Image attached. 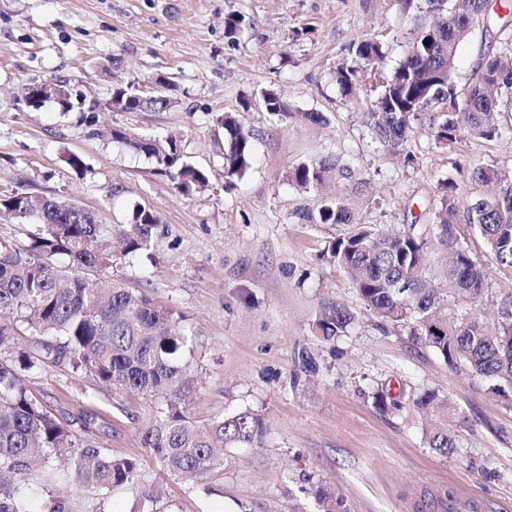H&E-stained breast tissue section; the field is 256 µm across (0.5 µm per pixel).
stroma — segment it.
<instances>
[{
  "instance_id": "35a3bbf8",
  "label": "stroma",
  "mask_w": 512,
  "mask_h": 512,
  "mask_svg": "<svg viewBox=\"0 0 512 512\" xmlns=\"http://www.w3.org/2000/svg\"><path fill=\"white\" fill-rule=\"evenodd\" d=\"M231 15L245 19L233 43L224 34ZM407 28L399 0H0V190L54 195L111 225L129 223L137 205L156 211L148 255L95 280H122L184 315L196 341V420L247 409L265 424L259 444L225 449L223 466L201 489L164 472L142 448L157 401L110 394L55 367L33 374L28 388L57 416L94 414L97 445L139 464L136 484L114 492L71 484L67 512H318L324 491L344 512H447L451 496L478 499L481 512H512V387L448 365L410 326L369 309L326 253L348 226L299 220L297 208L316 199L288 184L296 164L339 157L385 201L360 210V222L400 228L425 223L442 179L457 180L466 205L486 193L473 168L512 170L511 135L466 139L449 152L436 147L422 118L412 123L406 157L371 140L360 114L376 90L365 85L358 99H345L333 71L352 41L381 29L382 67L392 70ZM507 37L496 22L473 33L455 72L459 89L480 46ZM160 75L175 82L174 107H106L113 87L144 88ZM46 79L67 80L74 98L96 102L95 112L28 107L26 87ZM265 89L323 113L327 125L272 120ZM219 112L237 113L253 135V163L230 189ZM116 128L175 136L212 190L180 193L150 159L113 141ZM71 155L84 171L68 164ZM115 185L123 188L117 197ZM456 231L484 260L486 288L475 303L449 295L444 314L497 332L499 312L512 302V269L487 261L468 224ZM329 302L351 316L332 339L316 329ZM427 390L443 403L431 418L414 404ZM436 421L455 442L445 455L427 444ZM150 487L160 490L152 502L142 496Z\"/></svg>"
}]
</instances>
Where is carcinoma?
<instances>
[{"instance_id": "1", "label": "carcinoma", "mask_w": 512, "mask_h": 512, "mask_svg": "<svg viewBox=\"0 0 512 512\" xmlns=\"http://www.w3.org/2000/svg\"><path fill=\"white\" fill-rule=\"evenodd\" d=\"M404 0L410 28L403 59L386 74V33L351 42L336 65L334 80L344 96L363 84L379 88L377 99L361 113L371 138L392 154L402 151L419 112L441 117L432 123L435 145L448 150L467 138L493 140L503 135L501 113L512 110V45L482 53L468 89L461 94L453 75L463 43L472 31L491 22L488 0ZM127 84L112 89V104L122 112L163 111L175 104L165 94ZM266 112L321 125V112L292 109L274 91L261 94ZM224 128V179L241 178L251 165L252 134L232 113L217 118ZM112 139L154 161L179 190L204 192L210 178L192 165L177 140L115 131ZM472 178L493 184L492 192L467 207L466 222L484 240L489 261L512 268V171L495 164L479 166ZM288 180L296 190L314 193L316 211L302 212L308 224H350L353 230L330 246L331 260L354 282L369 309L394 324H412L426 344L450 365L463 364L480 378L512 385V307L501 311L500 330L488 334L474 318L448 321L444 296L431 285L428 257L449 253L445 277L457 294L479 299L486 286L484 264L456 236L460 221L458 185L440 183L438 203L424 224L390 231L358 222V210L377 207L354 170L324 157L292 168ZM0 216L23 226L27 244L0 237V512H41L25 491L29 461L45 463L66 455L67 469L55 473L49 489L56 507L72 479L109 492L138 478V461L104 452L91 437L95 418L64 423L46 410L24 383L25 375L67 366L92 377L109 390L138 398L165 395L154 423L141 432L171 475L202 481L223 464L226 448L250 446L264 432L261 417L238 410L200 424L185 404L191 393L190 358L195 336L182 315L132 292L119 280L107 292L82 277L84 270H110L127 257L151 247L160 217L137 206L132 221L102 224L87 209H75L57 197L15 188L0 192ZM350 316L334 303L322 307L316 326L322 336L344 332ZM33 340L36 350L17 347V337ZM428 446L442 454L455 447L446 429L432 428Z\"/></svg>"}]
</instances>
